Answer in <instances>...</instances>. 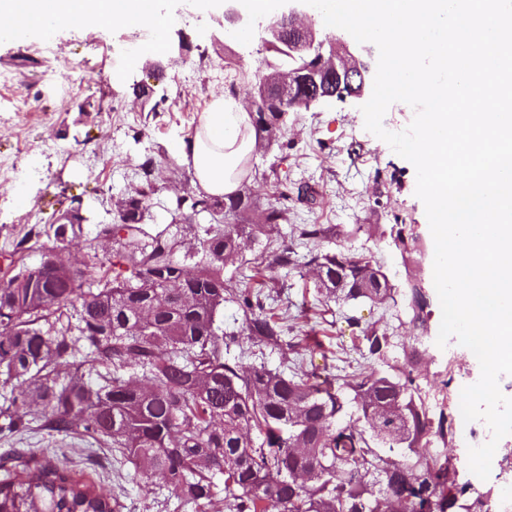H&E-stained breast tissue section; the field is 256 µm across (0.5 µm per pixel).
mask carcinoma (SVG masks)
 <instances>
[{
    "instance_id": "obj_1",
    "label": "carcinoma",
    "mask_w": 512,
    "mask_h": 512,
    "mask_svg": "<svg viewBox=\"0 0 512 512\" xmlns=\"http://www.w3.org/2000/svg\"><path fill=\"white\" fill-rule=\"evenodd\" d=\"M286 112H258L253 124L269 149ZM152 158L142 186L116 204L112 250L94 252L101 275L65 263L67 237L81 232L83 207L70 203L64 224L34 226L18 241V270L0 279V437L35 427L79 434L110 448L138 475H159L192 512H490L486 494L456 488L452 458L433 451L451 422L432 414L413 377L417 348L375 325L361 329L359 354L385 369L320 381L292 361L290 372L250 363L270 349L299 355L287 317L272 311L271 292L288 274L314 269L329 301L397 303L381 267L321 246L330 228H297L307 251L283 246L264 268L282 276L258 288H228L240 240L270 237L288 210L268 204L247 218L250 194H176L170 225L148 227L155 194ZM206 213L210 222L199 224ZM195 251L179 257L183 226ZM44 251L25 262L26 244ZM121 258L115 266L111 254ZM241 325L224 329V304ZM107 491L66 465L34 454L4 469L0 512H118Z\"/></svg>"
}]
</instances>
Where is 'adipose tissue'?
Here are the masks:
<instances>
[{
  "label": "adipose tissue",
  "mask_w": 512,
  "mask_h": 512,
  "mask_svg": "<svg viewBox=\"0 0 512 512\" xmlns=\"http://www.w3.org/2000/svg\"><path fill=\"white\" fill-rule=\"evenodd\" d=\"M0 19L40 30L77 22L88 33L115 19L154 27L169 22L159 13L156 0H0ZM256 144L249 112L220 95L204 113L195 135L178 141L177 151L193 174L195 190L220 197L236 192V170Z\"/></svg>",
  "instance_id": "adipose-tissue-1"
}]
</instances>
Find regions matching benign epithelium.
Segmentation results:
<instances>
[{
  "label": "benign epithelium",
  "mask_w": 512,
  "mask_h": 512,
  "mask_svg": "<svg viewBox=\"0 0 512 512\" xmlns=\"http://www.w3.org/2000/svg\"><path fill=\"white\" fill-rule=\"evenodd\" d=\"M284 11L256 23L243 15L240 0H224V20L245 28L255 27L263 46L276 50L288 58V70L261 74L257 84L266 88L285 90L277 100L286 112L309 110L327 100L320 94L296 95L299 87L315 83L327 75L336 80V95L363 97L370 91L366 75L369 65L365 58L373 56V49L353 40L342 29L319 31L314 24L301 25L298 19L306 15L308 5L300 0H286Z\"/></svg>",
  "instance_id": "obj_1"
}]
</instances>
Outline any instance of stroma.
I'll return each instance as SVG.
<instances>
[{
	"label": "stroma",
	"instance_id": "1",
	"mask_svg": "<svg viewBox=\"0 0 512 512\" xmlns=\"http://www.w3.org/2000/svg\"><path fill=\"white\" fill-rule=\"evenodd\" d=\"M181 7L182 0H158L160 12L172 18L166 38L180 32L186 37L179 55L165 49L116 58L117 47L138 30L121 20L93 35L76 26L47 33L0 24V158L18 165L11 178L0 179V275L8 269L14 243L73 196L82 199L89 221L70 243L69 256L74 266L85 268L100 225L115 217L114 201L140 185L145 156L159 161L151 199L155 226L169 223L166 209L174 190L192 191L193 175L176 154V142L194 135L215 95L245 101L267 51L255 30L243 38L225 35L222 10L196 5L198 19L188 23ZM155 64L167 77L154 88L157 109L150 112L132 87L147 81ZM363 104L349 98L289 113L278 145L255 149L259 173L246 187L257 207L276 202L287 208L277 243L294 244L296 224L332 225L339 233L325 239V246L363 255L383 267L394 287L417 282L429 297L427 329L420 333L409 323L405 300L387 307L334 302L324 308L314 275L289 276L282 301L292 333L301 339L306 369L324 379L350 375L343 362L359 355V326L380 323L401 343L422 349L416 381L427 394L444 396V411L452 418L460 394L449 362L471 378L479 377L480 368L462 345L436 344L442 313L433 259L420 251L401 253L394 243L396 234H414L423 249L433 247L424 205L415 194L416 170L365 129ZM13 445L66 461L104 488L121 486L124 512H167L162 479L135 475L110 449L90 460L79 436L38 431Z\"/></svg>",
	"mask_w": 512,
	"mask_h": 512
}]
</instances>
